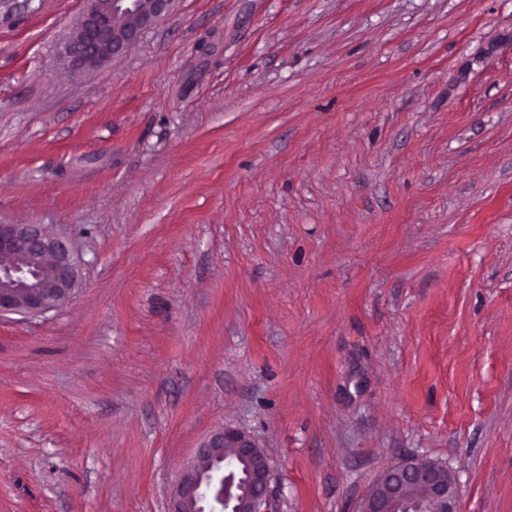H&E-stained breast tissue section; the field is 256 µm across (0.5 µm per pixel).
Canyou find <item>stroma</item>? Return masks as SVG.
Instances as JSON below:
<instances>
[{"label": "stroma", "instance_id": "stroma-1", "mask_svg": "<svg viewBox=\"0 0 512 512\" xmlns=\"http://www.w3.org/2000/svg\"><path fill=\"white\" fill-rule=\"evenodd\" d=\"M84 6L0 0V223L79 270L0 316V512H165L225 426L275 512H512V0H175L72 76ZM389 491L385 497L376 486L363 499L358 512H459V496L454 475L444 465L427 459H411L388 468ZM411 498L403 497L407 488Z\"/></svg>", "mask_w": 512, "mask_h": 512}]
</instances>
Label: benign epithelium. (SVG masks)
Segmentation results:
<instances>
[{"mask_svg":"<svg viewBox=\"0 0 512 512\" xmlns=\"http://www.w3.org/2000/svg\"><path fill=\"white\" fill-rule=\"evenodd\" d=\"M174 0H85L61 42L58 58L72 73H87L121 55L154 25ZM78 264L67 243L35 224L0 223V315H38L67 303L78 285ZM389 491L371 489L358 512H459L454 475L427 459L387 470ZM271 465L246 432L224 427L204 439L180 466L168 512H269ZM411 486L422 497H403Z\"/></svg>","mask_w":512,"mask_h":512,"instance_id":"7a95c632","label":"benign epithelium"}]
</instances>
